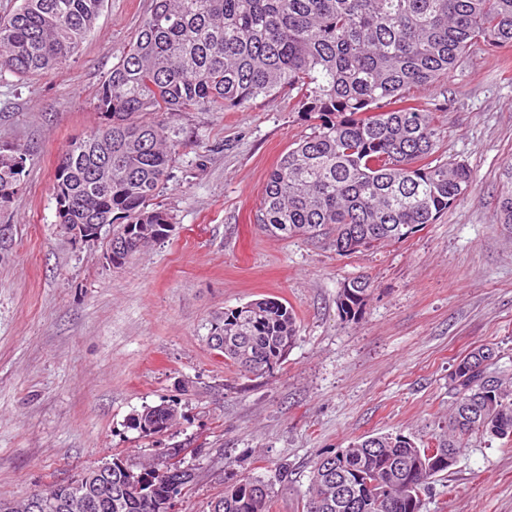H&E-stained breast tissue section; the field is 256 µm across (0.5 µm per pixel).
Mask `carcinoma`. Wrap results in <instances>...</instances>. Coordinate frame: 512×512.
Returning a JSON list of instances; mask_svg holds the SVG:
<instances>
[{
    "label": "carcinoma",
    "mask_w": 512,
    "mask_h": 512,
    "mask_svg": "<svg viewBox=\"0 0 512 512\" xmlns=\"http://www.w3.org/2000/svg\"><path fill=\"white\" fill-rule=\"evenodd\" d=\"M104 0H21L0 16V71L20 79L66 65L95 28ZM476 44L512 45V0H152L135 40L121 52L97 96L104 127L71 142L57 165L53 196L66 224H110L109 245L128 262L149 241L137 224H171L146 203L170 180L190 112H231L259 97L288 96L311 132L270 172L255 222L275 237L333 231L340 254L406 238L462 197L468 166L436 155L432 113L409 102L411 86L447 76ZM23 148H0V203L18 192ZM498 223L512 227V186ZM369 279L347 281L338 304L360 315ZM297 334L292 309L260 299L224 310L210 335L224 337V361L267 373L287 358ZM495 348L465 355L450 375L452 433L427 455L405 436L380 434L320 455L303 512H421L431 480L450 468L462 440L481 432L512 439V380L487 375ZM159 405L132 418L145 435L173 424ZM123 461L99 469L92 512H164L160 501L126 492ZM151 481L192 485L179 470ZM244 476L217 498L221 512H269L271 486Z\"/></svg>",
    "instance_id": "carcinoma-1"
}]
</instances>
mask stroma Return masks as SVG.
Listing matches in <instances>:
<instances>
[{
    "label": "stroma",
    "mask_w": 512,
    "mask_h": 512,
    "mask_svg": "<svg viewBox=\"0 0 512 512\" xmlns=\"http://www.w3.org/2000/svg\"><path fill=\"white\" fill-rule=\"evenodd\" d=\"M151 4L105 0L65 67L0 74V144L30 152L22 190L0 208V501L115 457L158 466L177 447L197 479L176 512H209L244 476L272 484L270 512H302L320 454L376 433L419 446L447 434L449 376L472 349L496 348L488 372L512 377V233L496 219L512 168V46L473 47L439 82L408 89L433 114L438 155L464 161L473 183L403 241L340 255L261 232L266 174L310 129L288 99L260 98L181 117L186 141L153 200L173 229L115 269L111 226L89 244L61 231L54 172L101 124L98 92ZM359 276L372 293L347 319L338 294ZM263 298L293 308L297 339L280 367L243 375L209 332L224 310ZM163 403L176 425L132 427ZM421 512H512V440L465 437Z\"/></svg>",
    "instance_id": "35a3bbf8"
}]
</instances>
